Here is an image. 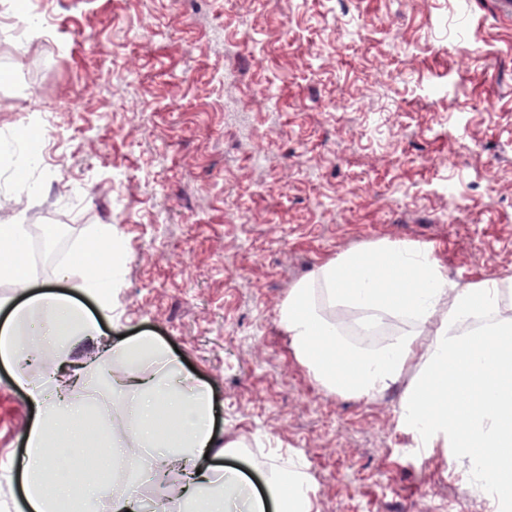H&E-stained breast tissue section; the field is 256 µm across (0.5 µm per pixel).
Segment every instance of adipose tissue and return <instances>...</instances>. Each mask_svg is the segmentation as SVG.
I'll list each match as a JSON object with an SVG mask.
<instances>
[{"label":"adipose tissue","mask_w":512,"mask_h":512,"mask_svg":"<svg viewBox=\"0 0 512 512\" xmlns=\"http://www.w3.org/2000/svg\"><path fill=\"white\" fill-rule=\"evenodd\" d=\"M512 276L460 283L450 280L429 246L378 240L316 267L294 285L279 325L296 358L326 390L371 400L398 382L407 387L399 426L416 448H447L467 460L465 478L481 483L480 448H511L512 357L500 339L512 337ZM362 322L397 318L401 327L365 345L349 337L335 311ZM99 333L96 320L69 297L34 293L11 307L0 325V361L39 412L14 462L29 512H140L168 502L170 512H318L307 473L298 462L271 467L269 499L251 493L238 471H217L207 459L218 444L212 394L185 373L181 360L156 338H124L74 363L75 348ZM41 362L28 365L29 335ZM453 385L461 401L449 408L439 394ZM112 398L111 438L99 455L101 471L118 465L132 479L151 478L145 494L106 481L79 480L55 464L56 450L84 452L85 424L98 392ZM178 488H171V478Z\"/></svg>","instance_id":"obj_1"}]
</instances>
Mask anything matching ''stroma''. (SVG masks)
I'll return each instance as SVG.
<instances>
[{
	"mask_svg": "<svg viewBox=\"0 0 512 512\" xmlns=\"http://www.w3.org/2000/svg\"><path fill=\"white\" fill-rule=\"evenodd\" d=\"M454 8L29 0L34 43L0 10V140L36 118L46 129L39 167L20 174L0 155V225L26 229L33 292L96 318L101 335L77 360L122 335L158 339L211 387L215 431L244 439L227 465L258 486L267 449L300 460L319 512H490L466 460L409 455L404 384L369 401L323 391L278 324L295 283L371 241L428 244L462 282L512 275V24L470 0L459 28ZM259 86L275 89L261 111L248 101ZM331 88L342 111L323 105ZM61 223L41 242L42 225ZM107 225L126 264L100 302L83 274L105 259ZM33 419L0 365V460L23 453Z\"/></svg>",
	"mask_w": 512,
	"mask_h": 512,
	"instance_id": "35a3bbf8",
	"label": "stroma"
}]
</instances>
